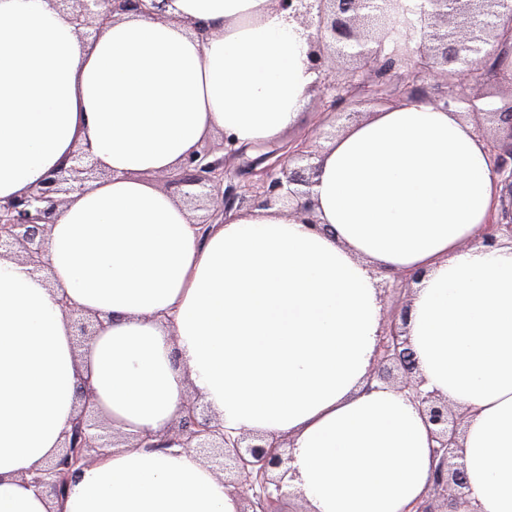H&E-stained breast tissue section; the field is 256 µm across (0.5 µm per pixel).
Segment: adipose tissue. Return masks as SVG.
<instances>
[{
  "mask_svg": "<svg viewBox=\"0 0 512 512\" xmlns=\"http://www.w3.org/2000/svg\"><path fill=\"white\" fill-rule=\"evenodd\" d=\"M173 12L85 40L52 0H0V198L85 142L106 172L59 209L47 273L0 257V512H239L194 453L132 445L167 440L191 391L229 434L292 438L290 488L307 512H408L431 482V440L403 393L367 381L384 308L375 266L423 270L407 335L425 388L468 413L471 505L512 512V245L475 239L500 205L485 140L460 106L405 99L323 151L318 226L236 207L201 234L151 175L218 132L280 142L318 73L309 29L274 0H173ZM63 294L105 322L84 347ZM81 375L130 441L51 500L26 474L58 453Z\"/></svg>",
  "mask_w": 512,
  "mask_h": 512,
  "instance_id": "adipose-tissue-1",
  "label": "adipose tissue"
}]
</instances>
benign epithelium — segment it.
Instances as JSON below:
<instances>
[{"mask_svg": "<svg viewBox=\"0 0 512 512\" xmlns=\"http://www.w3.org/2000/svg\"><path fill=\"white\" fill-rule=\"evenodd\" d=\"M56 7L69 14L76 31L84 38L100 32L134 10L145 17L162 16L158 0H55ZM278 7L289 10L302 25L315 28L313 60L322 78L315 85L326 110L352 104L360 93L371 95L376 103H386V84L372 92V73L385 75L393 69L405 70L409 97L422 94L416 83L431 80L439 89L436 102H469L465 93L450 94L442 86L453 79L462 83L463 68L474 58L490 54L488 47L504 44L512 37V28L504 32L487 24L474 26L472 21L502 13L503 0H423L417 23L421 37L416 47L404 52L383 53L392 15L399 0H276ZM352 67L342 69V60ZM506 125L508 137L499 143L489 142L495 156V172L512 194V106L495 113ZM320 151L309 139L293 141L282 148L265 152L250 160L245 150L233 148L222 138L216 149L197 150L188 155L180 169L168 175L175 186H189L187 203L194 210H204L201 223L223 221L224 212L234 206L273 207L290 204L291 214L301 215L307 223H317L311 187L318 174ZM106 172L92 159L89 145H81L66 163L46 176L26 194L0 200V256L11 255L33 272L47 268L45 260L49 225L68 195L85 191ZM512 241V207L500 216H491L481 232L483 243L491 246L499 238ZM419 273L401 272L379 283L383 296L392 302L399 318L383 322L376 348V368L370 379L393 385L418 404L431 425L432 483L427 497L413 503L409 512H458L468 504L464 463L461 462L460 439L467 412L453 410L448 400L423 390L420 375L408 338L405 336L408 305L403 303L411 283ZM59 303L78 324V336L86 341L103 327V321L74 308L67 295ZM79 409L65 432L58 454L35 472L30 483L55 499L64 497L62 490L81 470L101 456L112 453L116 435L90 409L93 391L90 382L81 378L75 388ZM176 439L158 445L146 436L136 447L168 450L178 444L193 450L216 469L228 474L224 486L246 504L241 512H284L282 505L289 495L286 476L290 457L283 451L286 440H271L243 432L235 437L224 433L216 417L197 397L187 398L177 425L171 428Z\"/></svg>", "mask_w": 512, "mask_h": 512, "instance_id": "1", "label": "benign epithelium"}]
</instances>
